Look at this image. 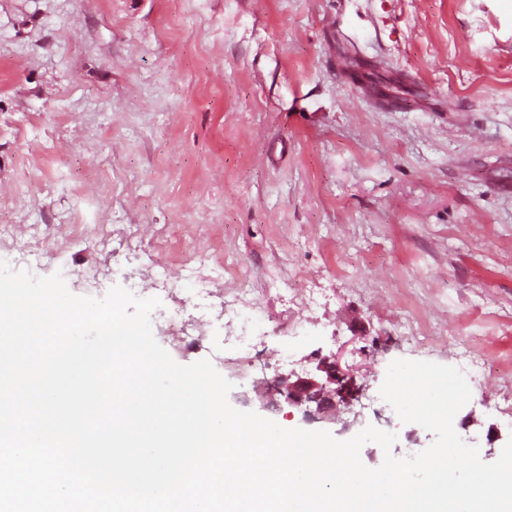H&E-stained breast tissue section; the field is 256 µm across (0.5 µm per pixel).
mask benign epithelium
I'll return each instance as SVG.
<instances>
[{"mask_svg": "<svg viewBox=\"0 0 512 512\" xmlns=\"http://www.w3.org/2000/svg\"><path fill=\"white\" fill-rule=\"evenodd\" d=\"M363 387L358 385L354 374L341 368L336 356L318 359L315 372L296 378L280 376L274 393L263 404L265 410H275L284 402L304 409L309 420H342V415L353 411Z\"/></svg>", "mask_w": 512, "mask_h": 512, "instance_id": "benign-epithelium-1", "label": "benign epithelium"}]
</instances>
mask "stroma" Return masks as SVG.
<instances>
[{
	"label": "stroma",
	"instance_id": "1",
	"mask_svg": "<svg viewBox=\"0 0 512 512\" xmlns=\"http://www.w3.org/2000/svg\"><path fill=\"white\" fill-rule=\"evenodd\" d=\"M5 224L11 269L160 299L156 341L210 359L236 409L313 353L357 366L354 424L285 406L286 429L371 425L407 457L432 434L367 407L389 364L484 363L453 426L494 462L512 438V0H0ZM130 228L138 255L103 247ZM228 254L263 322L244 373ZM158 261L181 292L158 290ZM294 275L317 305L276 290ZM194 280L212 323L159 331Z\"/></svg>",
	"mask_w": 512,
	"mask_h": 512
}]
</instances>
